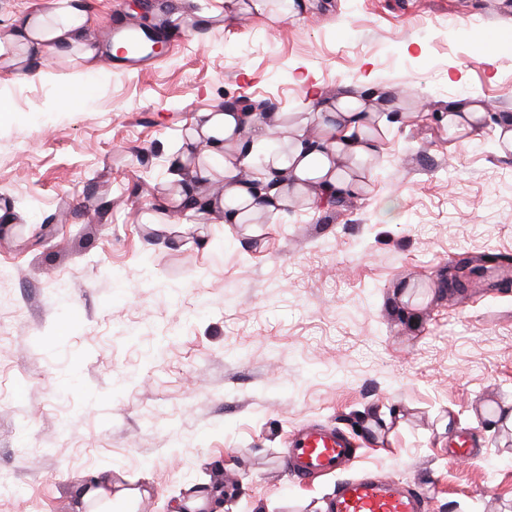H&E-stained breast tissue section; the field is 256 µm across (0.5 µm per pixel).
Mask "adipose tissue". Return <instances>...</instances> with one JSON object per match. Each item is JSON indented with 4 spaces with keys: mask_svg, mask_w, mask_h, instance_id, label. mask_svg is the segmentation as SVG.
Masks as SVG:
<instances>
[{
    "mask_svg": "<svg viewBox=\"0 0 512 512\" xmlns=\"http://www.w3.org/2000/svg\"><path fill=\"white\" fill-rule=\"evenodd\" d=\"M93 19L89 0H38L19 10L8 21V39L0 40V68L24 83L37 79L32 63L38 58L75 51L96 61L101 52L87 39ZM437 118L450 139L465 143L479 133L486 114L473 98ZM386 125V113L353 92L315 98L299 123L284 122L278 112H243L230 103L196 113L169 159L173 185L157 207L180 214L187 227L215 212L228 225L251 224L259 215L272 224L292 200L320 205L352 196L364 186L361 165L376 155ZM272 139L276 147L264 150V167L254 172L256 151ZM139 496L108 470L96 473L81 492L88 512H133Z\"/></svg>",
    "mask_w": 512,
    "mask_h": 512,
    "instance_id": "adipose-tissue-1",
    "label": "adipose tissue"
}]
</instances>
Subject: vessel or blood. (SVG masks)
I'll list each match as a JSON object with an SVG mask.
<instances>
[{"instance_id": "1", "label": "vessel or blood", "mask_w": 512, "mask_h": 512, "mask_svg": "<svg viewBox=\"0 0 512 512\" xmlns=\"http://www.w3.org/2000/svg\"><path fill=\"white\" fill-rule=\"evenodd\" d=\"M355 450L340 431L310 426L299 432L285 456V468L306 481L351 467ZM423 498L407 489L364 474L338 483L327 512H422Z\"/></svg>"}]
</instances>
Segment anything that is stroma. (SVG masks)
I'll return each mask as SVG.
<instances>
[{
    "label": "stroma",
    "mask_w": 512,
    "mask_h": 512,
    "mask_svg": "<svg viewBox=\"0 0 512 512\" xmlns=\"http://www.w3.org/2000/svg\"><path fill=\"white\" fill-rule=\"evenodd\" d=\"M101 56L0 70V512H81L102 469L171 512H325L337 476L282 468L293 433L337 428L350 469L427 512H512V151L450 140L435 115L475 96L512 115V0H307L302 19L224 0H92ZM172 29L140 70L117 25ZM326 95L390 98L369 179L291 203L255 233L182 231L155 201L196 112L245 96L288 121ZM463 83H452L455 75ZM466 435L468 459L448 454ZM137 38L140 39L134 33H126L123 35H118L116 33H112V41L115 44H120L121 47L117 50L115 54H113V59L115 64L121 66L133 67L143 61L144 57H139L143 52H134L127 49V42L132 39Z\"/></svg>",
    "instance_id": "35a3bbf8"
}]
</instances>
